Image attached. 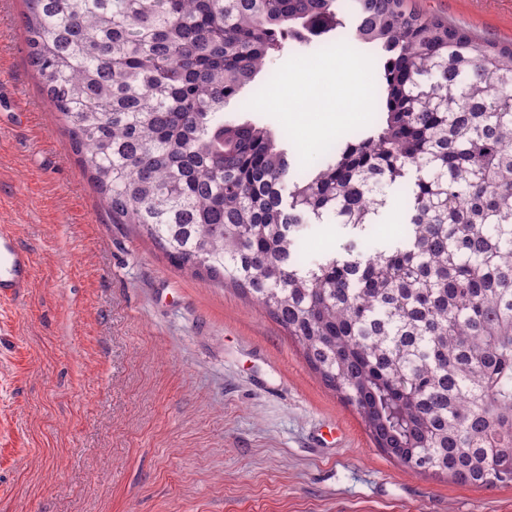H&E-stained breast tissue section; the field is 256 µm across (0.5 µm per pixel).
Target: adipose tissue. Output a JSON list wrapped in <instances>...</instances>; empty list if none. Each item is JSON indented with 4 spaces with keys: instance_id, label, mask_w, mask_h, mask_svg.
<instances>
[{
    "instance_id": "ef3b65f1",
    "label": "adipose tissue",
    "mask_w": 512,
    "mask_h": 512,
    "mask_svg": "<svg viewBox=\"0 0 512 512\" xmlns=\"http://www.w3.org/2000/svg\"><path fill=\"white\" fill-rule=\"evenodd\" d=\"M372 70L367 59L340 50L332 57L299 64L261 104L283 112L309 153L322 140L340 136L347 126L365 120Z\"/></svg>"
}]
</instances>
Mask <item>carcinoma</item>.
I'll return each mask as SVG.
<instances>
[{
  "instance_id": "1",
  "label": "carcinoma",
  "mask_w": 512,
  "mask_h": 512,
  "mask_svg": "<svg viewBox=\"0 0 512 512\" xmlns=\"http://www.w3.org/2000/svg\"><path fill=\"white\" fill-rule=\"evenodd\" d=\"M30 66L115 224L272 316L375 445L512 483V44L405 0H26ZM353 37L381 110L313 167L224 107L287 43ZM397 198L401 235L362 252ZM335 224L343 252L299 256Z\"/></svg>"
}]
</instances>
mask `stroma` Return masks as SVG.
I'll return each mask as SVG.
<instances>
[{"label":"stroma","mask_w":512,"mask_h":512,"mask_svg":"<svg viewBox=\"0 0 512 512\" xmlns=\"http://www.w3.org/2000/svg\"><path fill=\"white\" fill-rule=\"evenodd\" d=\"M512 42V0H407ZM0 0V226L36 279L0 306V512H512L375 448L356 410L233 287L116 224Z\"/></svg>","instance_id":"1"}]
</instances>
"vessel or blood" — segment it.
Segmentation results:
<instances>
[{
    "label": "vessel or blood",
    "mask_w": 512,
    "mask_h": 512,
    "mask_svg": "<svg viewBox=\"0 0 512 512\" xmlns=\"http://www.w3.org/2000/svg\"><path fill=\"white\" fill-rule=\"evenodd\" d=\"M34 284L31 253L11 231L0 230V302L23 301Z\"/></svg>",
    "instance_id": "b4317fda"
}]
</instances>
